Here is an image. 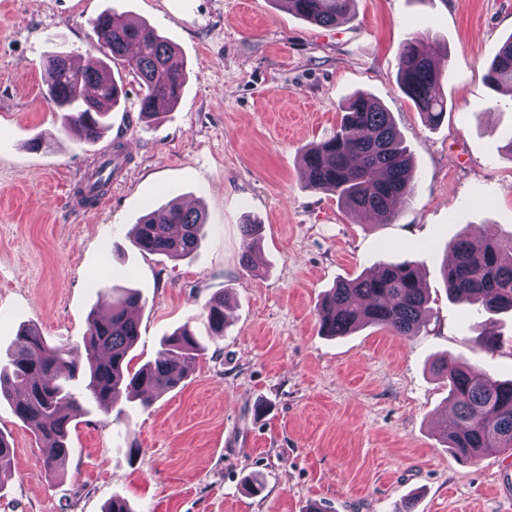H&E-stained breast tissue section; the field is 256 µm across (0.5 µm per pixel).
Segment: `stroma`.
Instances as JSON below:
<instances>
[{"label": "stroma", "mask_w": 512, "mask_h": 512, "mask_svg": "<svg viewBox=\"0 0 512 512\" xmlns=\"http://www.w3.org/2000/svg\"><path fill=\"white\" fill-rule=\"evenodd\" d=\"M107 10L169 37L188 81L151 120L138 80L111 64L126 96L86 145L61 131L42 62L54 51L87 59L91 21ZM424 31L448 101L437 126L396 81L404 42ZM510 37L512 0H356L332 28L280 0H0V353L26 324L49 344H81L115 285L142 296L132 369L184 325L205 347L150 406L123 399L78 416L57 477L1 401L13 455L0 512H103L115 495L133 512H393L406 498L413 512H512V454L456 458L440 434L448 382L431 370L449 355L512 379V313L492 317L501 346L486 352L490 317L444 287L461 231L512 234V97L483 79ZM359 92L392 113L415 164L389 224L301 175L305 149L336 132ZM116 142L119 173L96 205L79 206L75 188ZM173 199L203 209L198 249L182 260L139 251L134 224ZM250 220L264 226L261 276L240 263ZM402 261L430 295L414 335H320L317 308L337 280ZM218 294L220 336L201 319Z\"/></svg>", "instance_id": "35a3bbf8"}]
</instances>
